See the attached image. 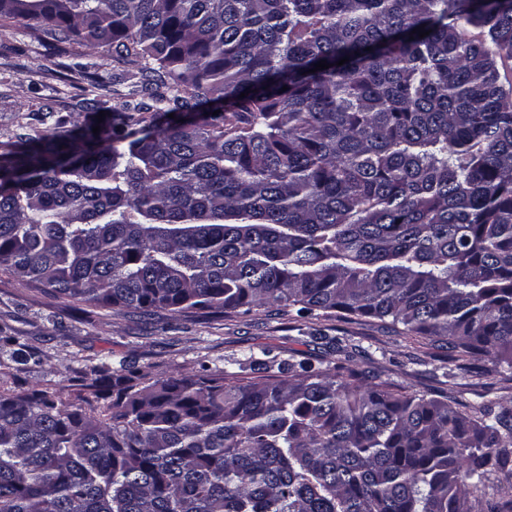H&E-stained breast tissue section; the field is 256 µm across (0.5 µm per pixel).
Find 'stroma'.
<instances>
[{
  "label": "stroma",
  "mask_w": 512,
  "mask_h": 512,
  "mask_svg": "<svg viewBox=\"0 0 512 512\" xmlns=\"http://www.w3.org/2000/svg\"><path fill=\"white\" fill-rule=\"evenodd\" d=\"M138 79L135 64H116L108 49L90 52L76 43L30 36L0 27V145L20 131L39 136L58 127L96 121L83 102L97 98L119 108ZM0 330L16 336L32 357L1 379L71 393L85 369L127 363L152 378H181L203 370L239 368L245 355L280 360L309 358L369 371L405 394L451 397L457 408L512 415V370L490 360L469 373L448 361V350L376 319H348L321 311L298 318L279 307L228 316L195 311L153 316L90 308L33 286L0 269ZM345 339L328 349L326 336Z\"/></svg>",
  "instance_id": "35a3bbf8"
}]
</instances>
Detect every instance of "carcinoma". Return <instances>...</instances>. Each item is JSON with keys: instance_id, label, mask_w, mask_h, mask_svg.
Instances as JSON below:
<instances>
[{"instance_id": "obj_1", "label": "carcinoma", "mask_w": 512, "mask_h": 512, "mask_svg": "<svg viewBox=\"0 0 512 512\" xmlns=\"http://www.w3.org/2000/svg\"><path fill=\"white\" fill-rule=\"evenodd\" d=\"M6 20L139 62L135 104L90 103L99 133L0 152L19 282L144 315L340 312L512 368V0H0ZM75 399L0 391V512H512L469 490L512 466L507 416L355 368L95 366Z\"/></svg>"}]
</instances>
